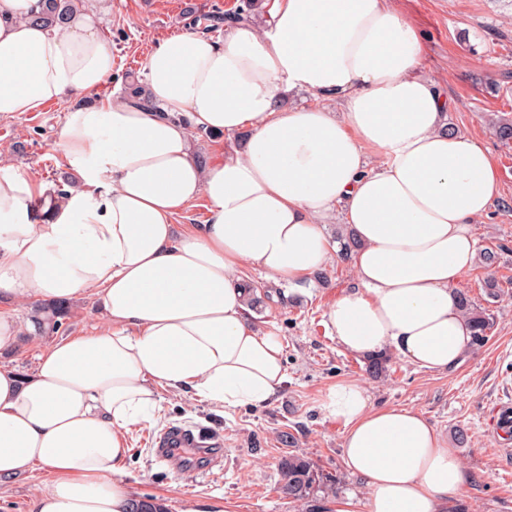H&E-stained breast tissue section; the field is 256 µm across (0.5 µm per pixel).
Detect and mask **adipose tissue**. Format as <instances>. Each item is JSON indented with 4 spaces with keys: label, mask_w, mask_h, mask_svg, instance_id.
Wrapping results in <instances>:
<instances>
[{
    "label": "adipose tissue",
    "mask_w": 512,
    "mask_h": 512,
    "mask_svg": "<svg viewBox=\"0 0 512 512\" xmlns=\"http://www.w3.org/2000/svg\"><path fill=\"white\" fill-rule=\"evenodd\" d=\"M97 2L60 27L29 23L41 0H0V115L111 78ZM424 58L393 0H271L266 25L163 38L143 65L151 107L119 98L66 112L53 148L78 182L65 195L0 158V299L92 293L102 318L95 335L46 348L30 375L0 364V478L53 476L31 512H126L114 478L124 430L152 418L157 387L221 407L274 396L283 347L249 318L245 270L306 282L337 251L323 230L332 215L359 243L356 286L325 313L337 341L362 356L391 347L430 371L460 361L472 330L457 291L498 170L482 143L449 133ZM293 90L320 102L286 107ZM195 127L242 141L204 163ZM201 198L206 222L177 233ZM327 407L367 487L336 512H451L469 478L421 413L374 407L353 380L329 389Z\"/></svg>",
    "instance_id": "1"
}]
</instances>
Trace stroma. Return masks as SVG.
<instances>
[{"label":"stroma","mask_w":512,"mask_h":512,"mask_svg":"<svg viewBox=\"0 0 512 512\" xmlns=\"http://www.w3.org/2000/svg\"><path fill=\"white\" fill-rule=\"evenodd\" d=\"M243 0H108L99 31L112 50L111 81L97 98H127L144 85L143 63L159 41L178 31L206 34L210 18L237 11ZM426 47L425 74L447 95L448 124L488 147L498 167L495 203L475 227L478 250L497 256L493 267L475 263L461 283L473 302L491 313L495 327L480 348L465 350L461 363L426 372L385 350V371L371 376L367 358L344 350L331 336L324 314L354 288L349 262L335 258L312 277L305 292L273 283L260 270L246 271L248 305L256 327L283 343L286 380L275 396L255 405L225 409L207 400L158 389L151 420L131 425L129 452L117 479L132 497H153L166 512H300L278 491L279 461L307 457L327 478L304 511L333 512L347 496L364 500L361 479L342 461L344 426L324 406L328 390L342 380L367 388L374 406L420 411L455 448L469 477L455 512H512V473L501 453L506 442L491 423L495 403L512 399V142L501 141L493 116L512 120V0H403ZM72 99L39 112L0 116V155L21 171L67 189L73 176L51 145ZM495 278V289L485 282ZM100 307L89 294L69 302L54 332L28 339L0 356L19 373L35 371L39 353L71 336H89ZM202 424L223 440L222 467L209 472L170 469L156 461L152 436L176 425ZM50 479L45 470L0 481V512H30L34 495Z\"/></svg>","instance_id":"obj_1"}]
</instances>
